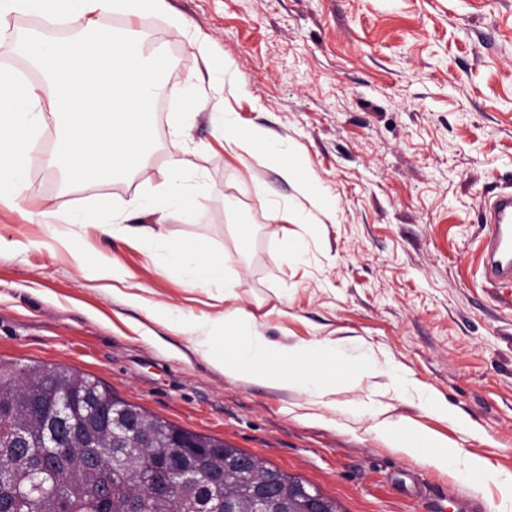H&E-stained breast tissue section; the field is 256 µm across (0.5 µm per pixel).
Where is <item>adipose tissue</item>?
<instances>
[{
    "label": "adipose tissue",
    "mask_w": 512,
    "mask_h": 512,
    "mask_svg": "<svg viewBox=\"0 0 512 512\" xmlns=\"http://www.w3.org/2000/svg\"><path fill=\"white\" fill-rule=\"evenodd\" d=\"M166 8V0H0V15L31 14L45 26L63 23L82 32L81 38L67 42L42 34L21 40L27 62L43 75L40 83L0 72V204L18 209L35 197L29 172L50 116L58 127V145L43 165L67 184L108 185L140 169L152 141L154 103L164 92L160 74L168 65V53L162 44L143 50L137 30L127 27L117 33L101 27L99 21L112 13L141 17ZM215 120L230 148L258 164L273 163L325 220L335 221V207L321 200L310 180L302 177L289 142L262 128L240 132L230 112L216 113ZM172 165L177 179L149 207L160 218L170 211L191 216L201 190L194 179L196 167L187 159L173 160ZM144 207L143 201L134 198L119 209L102 206L63 214L45 207L29 211L28 217L53 237L70 226H88L110 238L135 240L148 259L168 261L185 285L223 290L231 308L198 325L196 342L209 353L211 363L229 375L295 388L320 404L335 394L334 377L341 364H354L351 378L356 382L379 371L391 378L397 393L414 388L400 365H378L360 346L319 342L280 346L270 341L254 316L236 305V293L226 286L231 257L216 252L207 239L173 237L161 222L138 224ZM335 407L351 416H369L372 431L400 452L425 454L435 466L451 464L461 474L482 475L502 488L512 486V475L492 471L479 460L436 453V440L418 433L410 419L387 416L380 404L339 401Z\"/></svg>",
    "instance_id": "obj_1"
}]
</instances>
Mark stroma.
<instances>
[{
    "mask_svg": "<svg viewBox=\"0 0 512 512\" xmlns=\"http://www.w3.org/2000/svg\"><path fill=\"white\" fill-rule=\"evenodd\" d=\"M128 23L170 46L144 169L104 187L63 189L30 171L39 199L68 211L119 206L169 176L192 153L206 183L192 218L170 212L174 237L209 239L235 262L228 284L268 338L358 342L391 360L452 416L397 395L388 376L336 398L374 400L443 445L512 474V286L482 274L485 202L512 191V0H167ZM207 36L241 92L227 101L242 130L265 128L293 146L336 203V220L289 225L306 256L284 259L269 205L301 203L274 166L246 167L216 139L208 112L182 137L187 82L203 72L190 30ZM0 358L50 364L98 378L132 404L300 476L343 512H442L484 502L512 512V496L480 476L438 468L388 447L368 418L313 404L296 389L233 378L213 367L192 334L149 308L183 310L189 324L225 308L214 289H187L136 242L87 230L62 246L20 212L0 206ZM116 257L136 303L81 275L71 254Z\"/></svg>",
    "mask_w": 512,
    "mask_h": 512,
    "instance_id": "1",
    "label": "stroma"
}]
</instances>
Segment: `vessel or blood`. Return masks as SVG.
I'll return each instance as SVG.
<instances>
[{"label":"vessel or blood","instance_id":"1","mask_svg":"<svg viewBox=\"0 0 512 512\" xmlns=\"http://www.w3.org/2000/svg\"><path fill=\"white\" fill-rule=\"evenodd\" d=\"M483 276L492 284L512 283V191L498 195L483 226Z\"/></svg>","mask_w":512,"mask_h":512}]
</instances>
